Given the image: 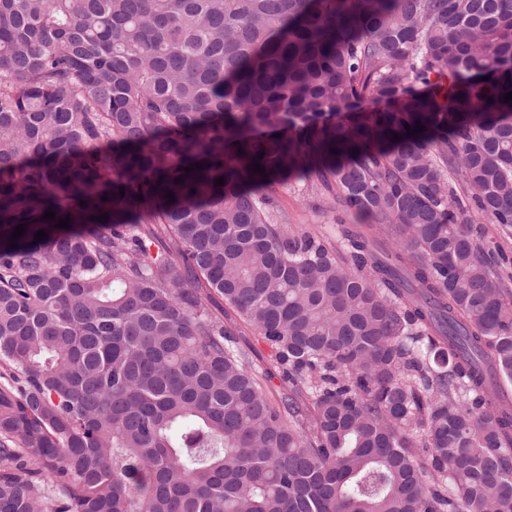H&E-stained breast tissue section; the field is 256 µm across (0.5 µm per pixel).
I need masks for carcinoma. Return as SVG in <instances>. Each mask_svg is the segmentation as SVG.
Returning a JSON list of instances; mask_svg holds the SVG:
<instances>
[{
    "label": "carcinoma",
    "mask_w": 512,
    "mask_h": 512,
    "mask_svg": "<svg viewBox=\"0 0 512 512\" xmlns=\"http://www.w3.org/2000/svg\"><path fill=\"white\" fill-rule=\"evenodd\" d=\"M508 92L512 0H0V512H512ZM274 196L288 229L322 234L336 246L334 203L308 190L303 183L276 186ZM478 242L483 246L495 247L512 261V235L504 234L498 224H474ZM239 323V336L238 339L241 344L245 346L252 347L256 356L254 357L256 367L258 369H270L273 376L270 382H268L269 390L273 397H277L280 392L283 390L282 381L279 376V372L277 369L271 364L269 358V348L263 342L261 336L257 334V332L250 326L242 323Z\"/></svg>",
    "instance_id": "obj_1"
}]
</instances>
